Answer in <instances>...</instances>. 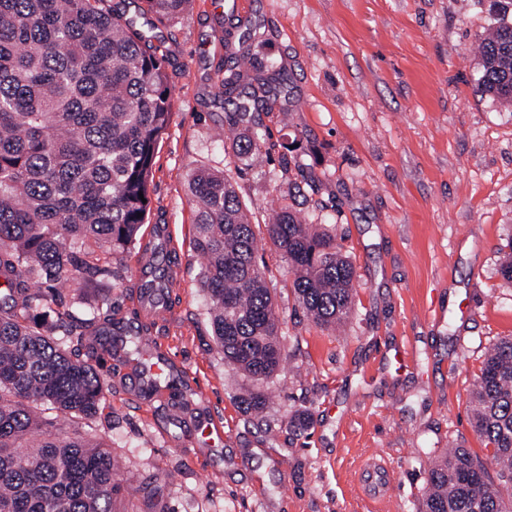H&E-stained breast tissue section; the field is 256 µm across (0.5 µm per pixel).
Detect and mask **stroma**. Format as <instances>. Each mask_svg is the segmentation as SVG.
<instances>
[{
	"mask_svg": "<svg viewBox=\"0 0 512 512\" xmlns=\"http://www.w3.org/2000/svg\"><path fill=\"white\" fill-rule=\"evenodd\" d=\"M124 6L171 59L175 103L142 241L152 225H172L180 286L163 315L140 312L134 251L67 294L81 308L109 295L116 325L91 343L107 384L98 413L59 417L58 431L111 444L119 481L136 488L118 496L116 512H153L159 499L170 512H371L361 474L374 460L393 471L388 512H416L432 460L456 446L484 455L469 395L487 349L512 336V284L498 271L512 238V105L475 90L490 0H191L166 26L140 0ZM231 18L258 28L290 100L288 111L264 115L276 148L239 178L240 197L265 225L289 182L303 185V216L335 225L356 272L350 319L321 328L296 302L267 234L258 236L287 354L262 385L258 414L239 399L249 379L211 335L185 187L197 165H226L216 84ZM287 140L285 171L277 145ZM131 329L140 349L128 353L120 337ZM145 352L184 379L182 403L163 388L143 396ZM213 419L224 437L208 443L200 430ZM147 479L159 496L140 491Z\"/></svg>",
	"mask_w": 512,
	"mask_h": 512,
	"instance_id": "1",
	"label": "stroma"
}]
</instances>
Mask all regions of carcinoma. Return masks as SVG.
I'll return each mask as SVG.
<instances>
[{"label": "carcinoma", "mask_w": 512, "mask_h": 512, "mask_svg": "<svg viewBox=\"0 0 512 512\" xmlns=\"http://www.w3.org/2000/svg\"><path fill=\"white\" fill-rule=\"evenodd\" d=\"M142 3L166 24L189 0ZM239 41L247 47L229 51L218 81L233 167L197 166L187 192L217 348L262 381L278 371L283 344L234 175L270 154L262 115L278 104L283 72L262 57L256 29ZM168 66L112 0H0V512H115L124 490L105 443L49 430L52 413L89 419L105 396L93 356L76 351L112 320L110 298L79 315L62 289L105 272L102 261L134 247L149 223L155 155L174 107ZM476 92L512 104V0H491ZM266 231L307 316L326 329L348 321L355 267L333 225L306 223L285 197ZM501 254L511 283L512 241ZM140 262L141 295L169 297L174 259L162 236ZM470 404L487 458L448 449L428 467L418 512H512V495L488 479L493 465L512 483V337L485 354Z\"/></svg>", "instance_id": "1"}]
</instances>
